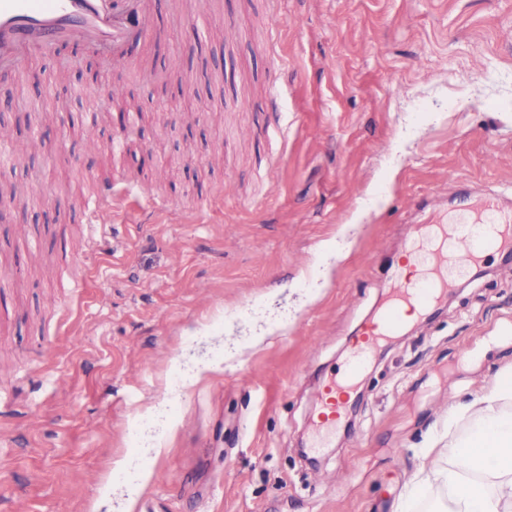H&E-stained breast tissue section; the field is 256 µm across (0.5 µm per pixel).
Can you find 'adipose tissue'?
<instances>
[{
  "mask_svg": "<svg viewBox=\"0 0 512 512\" xmlns=\"http://www.w3.org/2000/svg\"><path fill=\"white\" fill-rule=\"evenodd\" d=\"M512 380L503 379L466 404L474 426L464 436L449 440L422 468V480L451 490L448 512H512ZM497 455H488V448Z\"/></svg>",
  "mask_w": 512,
  "mask_h": 512,
  "instance_id": "adipose-tissue-1",
  "label": "adipose tissue"
}]
</instances>
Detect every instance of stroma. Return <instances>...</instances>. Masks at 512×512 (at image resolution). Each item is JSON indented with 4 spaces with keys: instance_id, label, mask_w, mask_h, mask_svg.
I'll list each match as a JSON object with an SVG mask.
<instances>
[{
    "instance_id": "1",
    "label": "stroma",
    "mask_w": 512,
    "mask_h": 512,
    "mask_svg": "<svg viewBox=\"0 0 512 512\" xmlns=\"http://www.w3.org/2000/svg\"><path fill=\"white\" fill-rule=\"evenodd\" d=\"M147 27L119 65L70 40L0 72L33 147L0 154V501L397 512L449 405L512 370V255L369 357L316 455L310 418L419 225L512 200V0H158ZM116 178L166 210L89 223Z\"/></svg>"
}]
</instances>
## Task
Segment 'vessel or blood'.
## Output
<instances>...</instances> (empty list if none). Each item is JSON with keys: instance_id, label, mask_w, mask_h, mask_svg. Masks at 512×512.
I'll return each instance as SVG.
<instances>
[{"instance_id": "vessel-or-blood-1", "label": "vessel or blood", "mask_w": 512, "mask_h": 512, "mask_svg": "<svg viewBox=\"0 0 512 512\" xmlns=\"http://www.w3.org/2000/svg\"><path fill=\"white\" fill-rule=\"evenodd\" d=\"M146 36L144 0H0V70L16 69L34 52L67 38L83 39L119 60ZM137 192L134 185L113 182L98 194L94 209L110 211ZM489 250H512V217L500 215L495 200H487L475 218L425 227L409 250L412 274L392 276L386 308L364 327L346 369L319 395L321 411L313 421L316 447H326L363 364L399 329L408 310L424 309L447 295L456 277L483 262Z\"/></svg>"}]
</instances>
